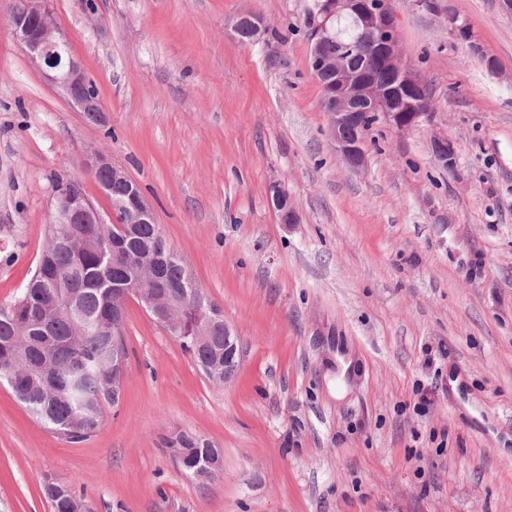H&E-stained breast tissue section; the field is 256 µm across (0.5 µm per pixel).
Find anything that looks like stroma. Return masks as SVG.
Instances as JSON below:
<instances>
[{
    "mask_svg": "<svg viewBox=\"0 0 512 512\" xmlns=\"http://www.w3.org/2000/svg\"><path fill=\"white\" fill-rule=\"evenodd\" d=\"M312 3L50 0L101 125L29 63L0 0V306L36 270L57 179L110 218L82 167L100 150L244 349L210 381L130 304L122 398L79 443L0 385V512H52L49 479L93 512H512V14L445 0L466 43L387 0L433 117L378 120L355 172L311 75ZM243 12L268 26L246 43ZM275 186L298 223H280ZM179 432L223 448V474L186 475Z\"/></svg>",
    "mask_w": 512,
    "mask_h": 512,
    "instance_id": "stroma-1",
    "label": "stroma"
}]
</instances>
